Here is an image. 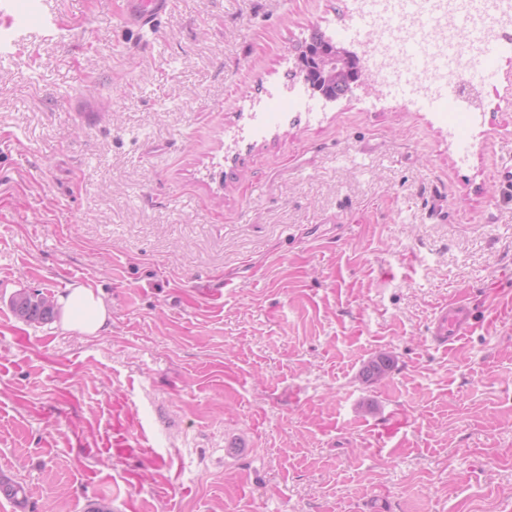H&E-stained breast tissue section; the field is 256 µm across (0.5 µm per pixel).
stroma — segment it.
I'll return each mask as SVG.
<instances>
[{"label": "stroma", "instance_id": "1", "mask_svg": "<svg viewBox=\"0 0 512 512\" xmlns=\"http://www.w3.org/2000/svg\"><path fill=\"white\" fill-rule=\"evenodd\" d=\"M124 5L0 15V512H512V52L452 134L370 86L287 107L298 43L363 52L355 0ZM79 285L98 335L10 306ZM171 7V0H126L124 20L145 33L154 31L155 20ZM472 326L470 306L464 302H454L440 308L429 329L436 344L447 345L466 337ZM393 358L387 353H379L373 356L363 366L361 376L367 383H376L385 380L393 367Z\"/></svg>", "mask_w": 512, "mask_h": 512}]
</instances>
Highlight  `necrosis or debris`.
<instances>
[{"label": "necrosis or debris", "instance_id": "obj_1", "mask_svg": "<svg viewBox=\"0 0 512 512\" xmlns=\"http://www.w3.org/2000/svg\"><path fill=\"white\" fill-rule=\"evenodd\" d=\"M466 21L475 33L456 38ZM370 28L369 59L382 86L408 76L413 96L431 99L449 76H472L487 51L512 39V0H417L408 14L399 0H378Z\"/></svg>", "mask_w": 512, "mask_h": 512}]
</instances>
